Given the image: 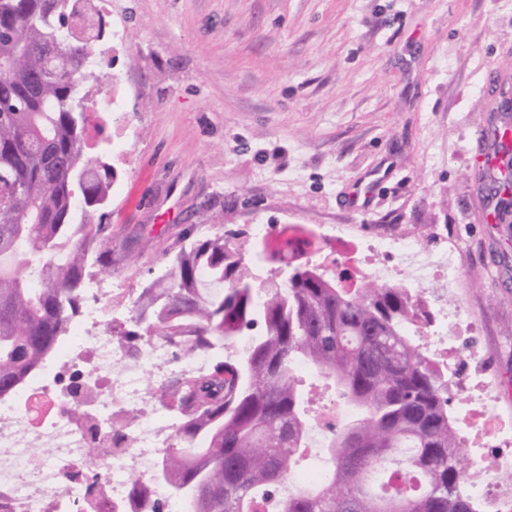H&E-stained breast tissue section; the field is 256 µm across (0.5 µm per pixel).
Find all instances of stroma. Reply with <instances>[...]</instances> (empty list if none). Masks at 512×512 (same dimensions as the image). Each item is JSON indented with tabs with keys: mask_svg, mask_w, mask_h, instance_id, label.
<instances>
[{
	"mask_svg": "<svg viewBox=\"0 0 512 512\" xmlns=\"http://www.w3.org/2000/svg\"><path fill=\"white\" fill-rule=\"evenodd\" d=\"M126 135L105 209L113 274L141 289L196 236L342 224L457 244L449 302L479 329L512 418V222L477 218L475 138L512 75V0H108Z\"/></svg>",
	"mask_w": 512,
	"mask_h": 512,
	"instance_id": "1",
	"label": "stroma"
}]
</instances>
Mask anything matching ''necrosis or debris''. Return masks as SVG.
I'll return each mask as SVG.
<instances>
[{"mask_svg":"<svg viewBox=\"0 0 512 512\" xmlns=\"http://www.w3.org/2000/svg\"><path fill=\"white\" fill-rule=\"evenodd\" d=\"M248 244L276 247L287 261L350 271L352 282L409 284L416 302L438 296L435 329H421L418 342L438 366L465 360L470 375L455 386L456 428L466 450L464 483L483 512H512V421L497 411L498 395L485 374L483 353L451 352L450 335L476 327L462 305H448L460 251L438 250L395 234L359 238L333 230L312 233L293 225L253 224ZM92 304L75 324L69 343L42 363L14 396L0 399V512H192L190 502L169 495L155 473L161 451L171 446L178 417L155 397L175 374L207 371V354L177 355L153 338L129 350L106 330L116 298L130 288L91 284ZM354 407L336 400L307 430L309 447L327 448L334 432L352 420ZM105 428L95 457H88L94 429Z\"/></svg>","mask_w":512,"mask_h":512,"instance_id":"4bbe7bcc","label":"necrosis or debris"}]
</instances>
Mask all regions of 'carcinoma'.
Segmentation results:
<instances>
[{
    "mask_svg": "<svg viewBox=\"0 0 512 512\" xmlns=\"http://www.w3.org/2000/svg\"><path fill=\"white\" fill-rule=\"evenodd\" d=\"M81 0H0V395L53 356L79 314L90 255L112 251L94 222L115 168L86 155L99 82L92 40L70 29ZM56 45L49 57L46 48ZM498 178L512 141L495 127ZM262 282L224 235L197 238L172 260L171 280L143 289L129 344L160 336L181 354L207 352L208 371L174 380L158 401L180 415L161 475L193 512H475L462 490V448L448 416V373L412 336L428 324L404 288L356 292L305 261ZM246 348L229 353L241 337ZM305 359L358 410L333 437L327 481L285 491L305 451L309 398L294 377ZM411 482L403 488L400 479Z\"/></svg>",
    "mask_w": 512,
    "mask_h": 512,
    "instance_id": "cac0c4a2",
    "label": "carcinoma"
}]
</instances>
